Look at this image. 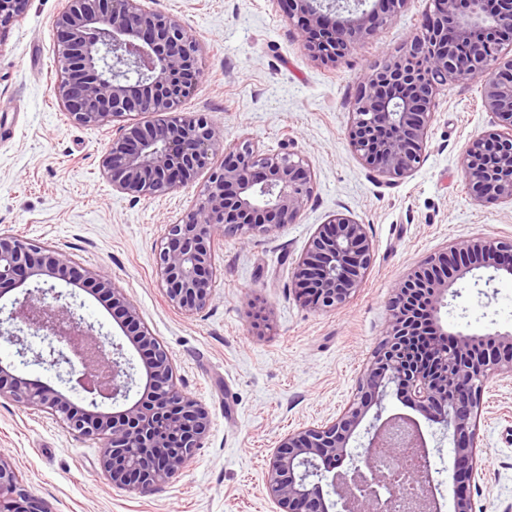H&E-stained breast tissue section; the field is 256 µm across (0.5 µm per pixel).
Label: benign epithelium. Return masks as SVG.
I'll return each mask as SVG.
<instances>
[{
    "label": "benign epithelium",
    "mask_w": 512,
    "mask_h": 512,
    "mask_svg": "<svg viewBox=\"0 0 512 512\" xmlns=\"http://www.w3.org/2000/svg\"><path fill=\"white\" fill-rule=\"evenodd\" d=\"M288 19L314 56L336 62L369 32L388 24L405 0H378L379 9L341 0H280ZM425 23L403 52L375 68L362 81L350 112L349 145L378 176L391 181L413 172L423 161L441 86L482 79V103L501 129L473 140L461 168L468 195L481 206L512 204V0H432ZM29 0H0V28L25 12ZM53 30L59 71L56 99L75 124L102 126L119 121L120 135L100 166L112 189L150 199L184 187L221 154L197 202L165 225L156 265L171 305L187 314L209 303L215 277L213 242L231 233L266 235L296 223L313 194L309 164L291 153L263 152L249 137L232 145L223 128L203 115L178 111L198 84L199 46L176 18L145 9L140 0H65ZM154 114L139 122L134 116ZM374 260L366 226L336 213L319 225L291 271L295 297L322 311L344 307L362 288ZM490 262L495 277H512V239L472 237L429 257L394 289L383 340L359 377L355 394L336 418L302 427L282 437L266 474L275 512H437L427 467L394 474L372 458L375 448H416L427 457L419 428L409 419L382 418V401L395 388L432 423L454 439L456 512H472L467 489L483 477L479 459V419L484 385L494 375L512 378V331L482 336L449 333L440 312L457 280ZM78 263L65 250L0 234V285L23 286L32 277L54 278ZM111 296L112 307L133 325L132 346L150 357L142 395L130 402L133 379L123 366L122 347L110 353L85 319L69 307L50 305L53 288L26 289L0 319V338L19 345L26 356V330L46 343L34 362L74 367L81 376L73 389L86 406L39 378L14 375L0 364V398L34 406L59 419L70 434L104 440L100 468L115 487L147 492L183 471L209 427L205 407L176 385L167 349L127 302L114 281L84 271ZM126 408L100 410L105 401ZM376 424L352 468L342 469L348 442L371 408ZM331 478L336 499L325 497L321 482ZM0 512H47L23 485L11 458L0 452Z\"/></svg>",
    "instance_id": "obj_1"
}]
</instances>
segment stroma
Here are the masks:
<instances>
[{
  "instance_id": "35a3bbf8",
  "label": "stroma",
  "mask_w": 512,
  "mask_h": 512,
  "mask_svg": "<svg viewBox=\"0 0 512 512\" xmlns=\"http://www.w3.org/2000/svg\"><path fill=\"white\" fill-rule=\"evenodd\" d=\"M64 0H31L0 31V234L67 251L122 288L176 367L179 387L208 411L210 429L184 471L142 494L112 486L100 441L68 433L48 413L0 398V451L9 455L48 512H273L265 475L289 431L334 419L352 397L382 340L395 285L430 255L476 236L512 238V204L483 207L461 174L468 144L493 127L480 79L451 82L437 96L426 157L393 183L366 168L346 140L361 79L402 52L429 0H407L387 25L336 64L315 61L277 0H143L179 19L200 47L202 72L179 110L201 114L227 142L248 136L267 152L305 158L314 193L296 223L268 235L214 243L215 284L207 307L174 308L159 283L155 247L165 224L196 201L208 179L153 199L113 190L100 159L118 129L72 123L53 94V21ZM365 224L374 262L342 309L323 312L294 298L291 269L319 224L336 213ZM63 301L118 344L142 379L141 356L92 282L56 280ZM441 312L451 331L512 330V279L479 268L456 284ZM0 363L70 394L57 368L23 362L0 341ZM441 512H455L453 444L422 424ZM483 477L473 512H512V379L485 384L479 421Z\"/></svg>"
}]
</instances>
